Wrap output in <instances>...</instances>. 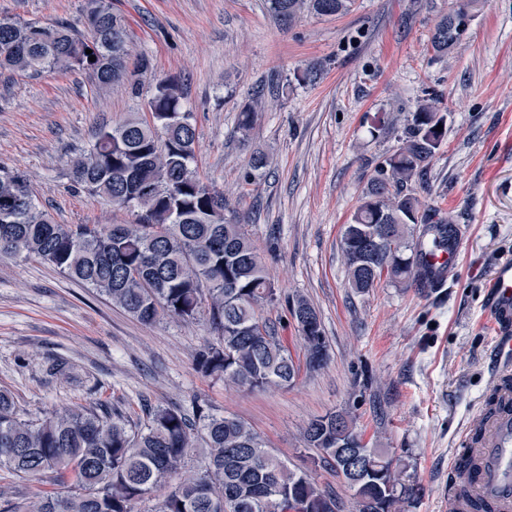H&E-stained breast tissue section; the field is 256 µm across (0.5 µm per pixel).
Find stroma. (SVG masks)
I'll use <instances>...</instances> for the list:
<instances>
[{
  "label": "stroma",
  "instance_id": "1",
  "mask_svg": "<svg viewBox=\"0 0 512 512\" xmlns=\"http://www.w3.org/2000/svg\"><path fill=\"white\" fill-rule=\"evenodd\" d=\"M450 0H354L340 16L276 19L266 0H112L130 29L132 60L147 58L139 93L98 90L81 72L0 76V167L23 172L60 224H130L134 215L72 189L70 162L100 126L146 109L155 79L185 84L197 164L223 192L291 296L318 310L330 359L305 368L285 305L263 309L301 370L293 386L243 392L202 376L194 354L204 323L144 324L35 258L0 259V388L21 412L98 402L134 421L145 406H207L247 421L289 468L333 490L342 478L311 468L300 443L316 416L348 409L367 438L397 449L425 495L412 512H448V464L475 404L492 387L494 328L486 284L512 258V0H485L466 39L436 56L431 33ZM85 0H0V16L78 25ZM317 66L312 83L299 76ZM265 107L249 137L238 114L256 91ZM442 94L448 136L412 190L463 230L448 285L426 293L382 281L347 284L340 249L375 169L398 146L424 91ZM267 154L249 174L253 151Z\"/></svg>",
  "mask_w": 512,
  "mask_h": 512
}]
</instances>
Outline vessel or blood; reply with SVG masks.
I'll return each mask as SVG.
<instances>
[{
	"label": "vessel or blood",
	"mask_w": 512,
	"mask_h": 512,
	"mask_svg": "<svg viewBox=\"0 0 512 512\" xmlns=\"http://www.w3.org/2000/svg\"><path fill=\"white\" fill-rule=\"evenodd\" d=\"M458 243L440 248L426 245L425 261L433 267L436 285H444L447 272L459 260ZM487 314L496 334L499 355L495 386L486 406L480 407L481 436L471 428L459 433L458 445L472 456L475 467L467 475L448 471V512H470L474 499L491 502L497 512H512V260L500 262L494 272Z\"/></svg>",
	"instance_id": "1"
}]
</instances>
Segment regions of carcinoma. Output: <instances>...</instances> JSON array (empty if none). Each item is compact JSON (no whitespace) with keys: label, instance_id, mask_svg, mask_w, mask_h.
<instances>
[{"label":"carcinoma","instance_id":"cac0c4a2","mask_svg":"<svg viewBox=\"0 0 512 512\" xmlns=\"http://www.w3.org/2000/svg\"><path fill=\"white\" fill-rule=\"evenodd\" d=\"M267 2L290 23L305 11L338 16L352 6V0ZM479 4L451 0L431 35L436 53L446 55L464 39L449 18L473 14ZM130 52L125 20L108 0H86L80 31L64 22L0 19V72L36 77L78 71L107 89L133 81ZM147 106L141 116L100 127L70 171L74 189L131 211L136 222L58 224L24 174L0 167V257H34L144 323L161 315L206 321L217 341L196 352L195 366L204 376L245 391L290 385L298 367L274 323L261 316L281 293L244 225L224 214V195L199 175L196 131L182 88L163 80ZM447 116L437 93L417 103L398 148L377 166L344 225L341 252L355 292L366 293L384 278L420 291L434 287L414 225H423L436 247L448 246L456 228L435 218L409 183L428 170L447 139ZM285 303L308 367H323L329 354L319 312L303 296ZM199 442L203 460L194 466ZM302 442L313 466L343 479L354 512H410L424 495L395 452L366 440L346 411L312 419ZM1 467L63 487L5 512H132L133 502L160 491L159 512H339L333 492L289 469L243 420L199 403L190 412L157 407L145 426L101 405L30 419L0 389Z\"/></svg>","mask_w":512,"mask_h":512}]
</instances>
